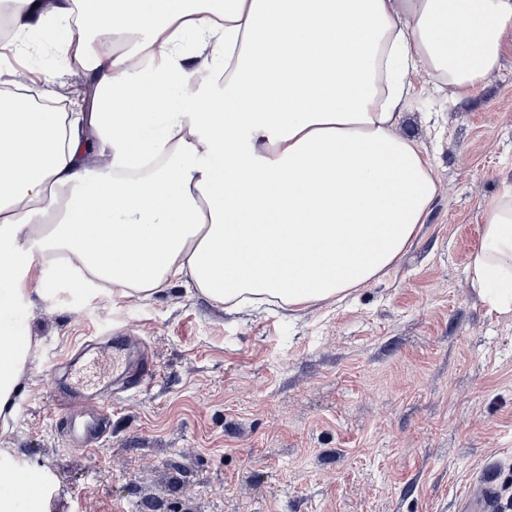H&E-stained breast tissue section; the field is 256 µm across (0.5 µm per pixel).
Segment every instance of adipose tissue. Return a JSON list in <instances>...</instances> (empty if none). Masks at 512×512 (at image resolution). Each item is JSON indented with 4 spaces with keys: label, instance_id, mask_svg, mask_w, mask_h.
<instances>
[{
    "label": "adipose tissue",
    "instance_id": "obj_1",
    "mask_svg": "<svg viewBox=\"0 0 512 512\" xmlns=\"http://www.w3.org/2000/svg\"><path fill=\"white\" fill-rule=\"evenodd\" d=\"M31 40L74 21L90 112L68 115L0 90V416L37 343L5 314L56 252L121 297L191 280L211 302L294 312L383 276L417 236L437 183L396 134L407 75L471 95L512 35V0H7ZM109 29L127 48L97 45ZM210 50L205 66L193 49ZM224 72L211 92L205 74ZM109 167L91 174L88 161ZM469 274L512 313V184L482 214ZM0 448V512H50L53 477L22 497L30 463Z\"/></svg>",
    "mask_w": 512,
    "mask_h": 512
}]
</instances>
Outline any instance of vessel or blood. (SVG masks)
Returning a JSON list of instances; mask_svg holds the SVG:
<instances>
[{"label":"vessel or blood","mask_w":512,"mask_h":512,"mask_svg":"<svg viewBox=\"0 0 512 512\" xmlns=\"http://www.w3.org/2000/svg\"><path fill=\"white\" fill-rule=\"evenodd\" d=\"M114 344L126 353V362L115 381L126 389L144 390L153 386L160 372L151 355L146 352L138 337L118 336ZM56 410L67 413L70 422L65 432L69 448L86 454L93 453L107 432L112 411L98 402L96 395L77 390L60 392L54 400ZM484 493L463 502L465 512H496L498 504L497 472L485 467L481 472Z\"/></svg>","instance_id":"b4317fda"}]
</instances>
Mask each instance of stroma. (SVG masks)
<instances>
[{"label":"stroma","instance_id":"obj_1","mask_svg":"<svg viewBox=\"0 0 512 512\" xmlns=\"http://www.w3.org/2000/svg\"><path fill=\"white\" fill-rule=\"evenodd\" d=\"M55 41L0 57L43 92L93 88ZM398 133L439 190L390 272L340 305L291 316L230 312L193 285L124 298L36 258L13 307L38 347L0 448L55 477L54 512H462L479 469L512 498V314L471 288L482 214L512 182V47L470 96L409 73ZM141 337L159 383L112 384L117 329ZM112 406L94 454L68 449L53 409L61 382Z\"/></svg>","mask_w":512,"mask_h":512}]
</instances>
